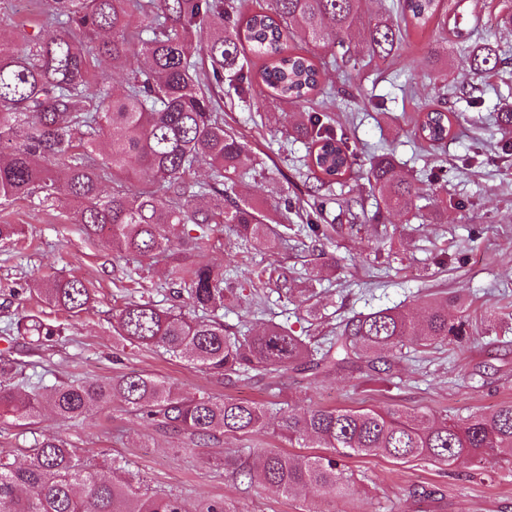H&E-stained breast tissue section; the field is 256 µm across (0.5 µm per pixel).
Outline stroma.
Wrapping results in <instances>:
<instances>
[{"label":"stroma","instance_id":"35a3bbf8","mask_svg":"<svg viewBox=\"0 0 512 512\" xmlns=\"http://www.w3.org/2000/svg\"><path fill=\"white\" fill-rule=\"evenodd\" d=\"M446 7L447 31H409L385 63L372 64L362 40L346 65L333 43L320 51L328 83L351 93L316 103V110L329 113L362 158L390 152L402 168L421 177L413 208L390 215L388 240L377 243L370 224L349 229L340 199L358 198L367 211L375 209L367 180L353 174L329 189L333 201L320 241L302 242L294 232L300 219L293 215L291 232L270 248L245 244L218 225L197 241L194 254L197 262L223 270L235 289L236 300L221 314L234 330L278 323L320 342L354 313L393 306L417 311L425 301L451 294L467 304L476 327L470 340L428 347L407 343L383 386L349 369L291 366L278 372L274 391L261 375L230 380L207 373L162 349L130 345L113 334L125 303L148 301L161 309L176 304L167 261L113 252L111 244L87 237L74 222L71 200L50 205L35 192L0 203V224L21 227L12 240L0 241V357L14 363V386L48 388L147 374L186 398L206 394L285 411L395 406L455 418L512 401V155L501 154L506 134L495 123L498 108L512 106V74H488L477 108L449 94L457 118L444 143L412 135L438 98L422 63L427 51L436 46L447 56L452 86L463 79L471 46L487 43L512 57V0H448ZM48 12V0H0V38L20 42L54 35ZM214 93L225 127L244 140L252 163L265 169L262 177L246 178L242 191L270 208L279 205L281 186L307 198L316 180L306 165L309 143L295 133L297 107L265 95L244 102L225 85ZM436 165L447 167V180H424L423 172ZM284 274L295 279L299 293L285 294ZM57 277L84 281L96 295L93 307L75 315L45 302L37 285ZM27 316L60 327V336L36 346L10 333V325ZM45 436L61 437L94 463L125 462L134 486L177 495L188 512L213 499L234 502L245 512H512V453L507 452L449 466L356 456L346 461L355 479L350 495L326 503L309 493L285 495L250 484L237 474L235 458L299 454V446L289 444L273 424L245 436L200 440L159 427L120 402L72 423L46 409L32 425L0 422V456L23 462L26 449Z\"/></svg>","mask_w":512,"mask_h":512}]
</instances>
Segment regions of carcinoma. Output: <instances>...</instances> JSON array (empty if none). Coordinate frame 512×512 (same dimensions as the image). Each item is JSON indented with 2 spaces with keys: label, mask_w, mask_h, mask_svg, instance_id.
Returning <instances> with one entry per match:
<instances>
[{
  "label": "carcinoma",
  "mask_w": 512,
  "mask_h": 512,
  "mask_svg": "<svg viewBox=\"0 0 512 512\" xmlns=\"http://www.w3.org/2000/svg\"><path fill=\"white\" fill-rule=\"evenodd\" d=\"M51 38H31L24 48L0 40V201L17 200L34 191L52 201L65 195L78 204L77 223L88 235H105L112 249L142 258L176 261L178 294L205 313L190 316L149 302H129L116 316L115 333L137 346H154L214 375L255 372L273 378L278 370L307 363L314 349L288 327L271 324L251 336L224 329L206 317L224 309L233 289L224 273L208 264L187 261L185 226L197 238L212 225L224 224L236 237L262 247L272 245L278 220L258 200L237 191L246 144L224 129L215 112L213 90L201 78L195 56L206 52L216 83H227L241 99L253 86L280 101L307 104L323 86L316 62L321 43L336 40L340 60L351 61L356 36L368 35L371 56L385 61L399 49L408 28L424 30L447 24L443 0H393L388 13L371 14L367 0H270L268 9L246 12L245 0H49ZM138 16L139 25L131 28ZM209 28L206 44L198 34ZM296 31L305 48L296 52L288 40ZM263 60L255 69L247 53ZM512 59L487 44L469 51L466 62L474 89L492 71H505ZM127 70L121 93L113 92L108 69ZM98 85V101L84 94ZM447 95L424 113L415 134L432 143L448 139ZM310 140L307 167L319 186L339 182L358 167L364 171L377 207L368 215L363 203L345 200L350 228L385 223V214L411 208L415 179L398 167L391 153L359 161L347 138L329 123L325 112L301 113ZM67 159L59 182L52 164ZM209 180L190 181L198 165ZM112 181V194L101 186ZM329 198L306 213L303 229L326 235L320 219ZM40 293L49 304L69 313L86 311L94 295L78 278H53ZM464 308L455 295L428 300L421 315L401 307L360 313L341 325L315 369L341 370L388 353L392 366L408 342L431 346L460 343L473 334L469 316L448 317ZM16 333L41 344L61 334L58 327L27 317ZM13 367L0 358V418L30 422L48 405L63 423L78 420L114 400L158 425L193 437L246 435L269 423L263 404L216 400L209 395L187 399L150 375H123L109 381L86 379L21 395L10 386ZM288 441L309 439L328 455L288 456L269 452L254 466L238 470L283 494L299 489L321 500L349 495L353 482L344 459L388 458L403 463L429 460L452 464L461 458H485L512 450V401L490 413L476 411L448 420L427 412L396 407L291 410L277 420ZM0 508L4 512H186L177 496L160 495L132 485L123 465L97 467L82 460L58 437L39 441L29 458L17 463L0 457ZM199 512H243L232 502L209 500Z\"/></svg>",
  "instance_id": "obj_1"
}]
</instances>
